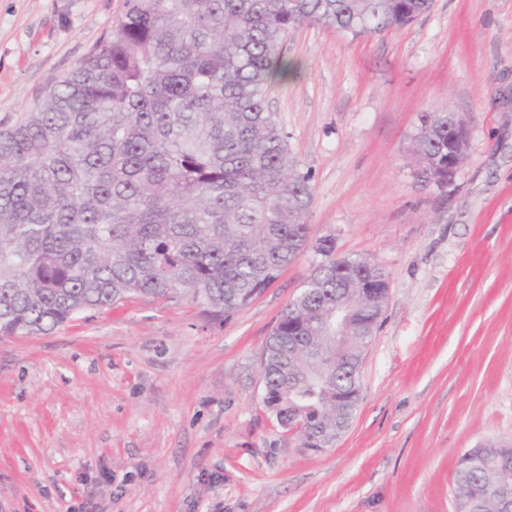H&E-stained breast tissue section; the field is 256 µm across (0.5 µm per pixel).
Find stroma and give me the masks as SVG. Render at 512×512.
<instances>
[{
    "mask_svg": "<svg viewBox=\"0 0 512 512\" xmlns=\"http://www.w3.org/2000/svg\"><path fill=\"white\" fill-rule=\"evenodd\" d=\"M124 0H0V122L108 34ZM268 105L311 175L308 241L383 266L388 299L348 428L301 448L261 362L313 251L216 321L135 297L41 336H0V512H457L468 449L512 443V0H434L411 24L289 33ZM466 156L421 183L418 118ZM451 131L448 139L447 111L426 112L419 116L410 150L418 164L417 177L425 184L446 187L460 167V158L466 153L469 139L466 122L455 119Z\"/></svg>",
    "mask_w": 512,
    "mask_h": 512,
    "instance_id": "stroma-1",
    "label": "stroma"
}]
</instances>
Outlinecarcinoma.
I'll return each mask as SVG.
<instances>
[{"label":"carcinoma","mask_w":512,"mask_h":512,"mask_svg":"<svg viewBox=\"0 0 512 512\" xmlns=\"http://www.w3.org/2000/svg\"><path fill=\"white\" fill-rule=\"evenodd\" d=\"M432 0H124V11L36 106L0 124V335L36 336L134 296H189L214 320L249 305L305 250L310 175L267 106L288 33L403 27ZM417 177L448 186V113L411 138ZM311 292L282 311L263 405L300 444L352 418L363 352L323 346L319 312L379 266L313 247ZM326 358L316 361L315 352ZM512 488V463L455 469Z\"/></svg>","instance_id":"cac0c4a2"}]
</instances>
